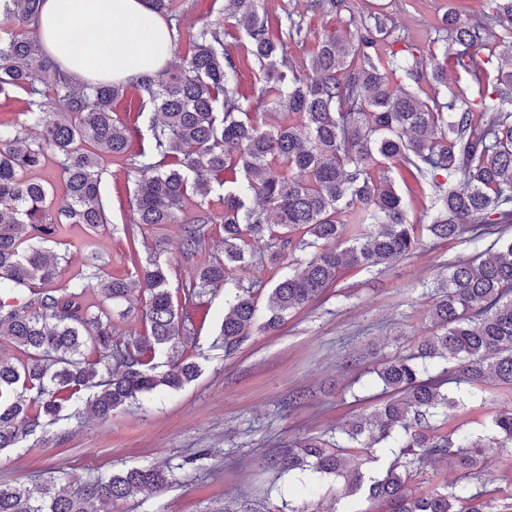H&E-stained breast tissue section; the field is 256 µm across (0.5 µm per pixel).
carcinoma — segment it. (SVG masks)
<instances>
[{"mask_svg":"<svg viewBox=\"0 0 512 512\" xmlns=\"http://www.w3.org/2000/svg\"><path fill=\"white\" fill-rule=\"evenodd\" d=\"M181 40L179 0H148ZM43 0H0V94L29 96L30 124L0 130V450L11 448L93 390L95 417L108 422L131 401L177 390L199 375L186 353L203 297L224 289L220 341L232 354L251 334L281 327L288 315L336 286L348 268L370 269L416 251L427 236L452 241L470 234L479 253L448 264L428 315L436 332L375 374L387 398L328 438H302L275 466L317 488L336 482V500L362 498L383 512H482L464 482L482 481L481 462L512 447V408L492 412L478 432L448 426L463 406L447 388L464 385L470 402L489 405L490 382L512 389V241L484 246L490 228L512 225V0H489L476 19L453 8L440 19L430 67L412 44L379 51L391 36L383 10L350 12V0H308V9L349 13L354 37H313L293 10L277 34L263 0H224L222 14L243 25L263 86L253 98L238 89L240 61L224 52V24L214 20L189 36L182 63L139 81L92 83L59 72L48 56L38 18ZM502 32L489 38L495 27ZM309 49L297 65L291 49ZM487 51L484 57L480 51ZM466 76L448 86V69ZM401 85H395L396 77ZM137 91L151 111L141 126L113 116V102ZM149 145L131 151L133 135ZM122 158L135 177L133 217L123 226L134 273L104 272L102 256L80 255L77 273L61 283L72 260L47 243L67 226L97 230L110 223L100 195L99 161ZM57 168L64 190L31 174ZM398 167L430 190L428 224H410L389 169ZM381 174L374 175L375 170ZM224 187V210L209 200ZM224 229V256L201 264L174 303L161 261L164 242L141 257L147 226L178 228L186 254L205 243L209 225ZM269 263L288 264L269 289L257 322L254 294L264 282H233L252 244ZM233 287H227L228 283ZM96 286L97 306L85 301ZM148 294L146 334L113 337L109 304L135 290ZM168 354L159 370L157 354ZM396 448L385 461L376 445ZM432 462L454 479L427 494L411 484ZM164 470L139 467L71 492L51 478L36 488L0 485V512H93L96 502L156 492Z\"/></svg>","mask_w":512,"mask_h":512,"instance_id":"obj_1","label":"carcinoma"}]
</instances>
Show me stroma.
<instances>
[{"label":"stroma","mask_w":512,"mask_h":512,"mask_svg":"<svg viewBox=\"0 0 512 512\" xmlns=\"http://www.w3.org/2000/svg\"><path fill=\"white\" fill-rule=\"evenodd\" d=\"M385 2L395 39L427 46L434 29L455 0H351L354 12ZM305 14L314 35L350 34L346 17L311 12L306 0H264L269 22L287 6ZM222 0H185L179 26L182 41L172 53L180 63L187 36L215 19ZM224 49L241 62L239 91L257 96L262 87L247 60L249 44L234 22L224 25ZM101 197L112 225L90 232L76 227L60 236L55 250L77 255L95 249L109 257L108 271L131 273L121 231L132 217L134 176L121 159L104 158ZM163 239V261L171 289L181 286L193 262L222 255L224 231L213 225L195 261H187L175 228H152L146 244ZM467 237L447 243L424 240L414 253L370 270L345 271L336 288L291 315L278 330L253 331L233 354L217 341L224 317V291L205 298L187 348L200 373L182 389L129 403L102 423L84 401L68 408L60 421L0 450V485L35 487L50 476L75 489L100 476L133 467L160 466L169 483L158 494H139L107 502L99 512H244L257 502L262 512H289L303 504L316 512H366L364 500L340 501L329 484L316 493L292 486L269 467L271 457L303 437H328L336 427L367 409L376 394L372 370L380 362L409 353L431 335L428 318L432 285L443 263L472 257ZM360 363L346 367L348 354ZM485 512H503L512 499V451L503 450L487 465Z\"/></svg>","instance_id":"1"}]
</instances>
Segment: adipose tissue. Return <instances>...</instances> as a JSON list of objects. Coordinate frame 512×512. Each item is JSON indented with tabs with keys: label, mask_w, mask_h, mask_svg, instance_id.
Listing matches in <instances>:
<instances>
[{
	"label": "adipose tissue",
	"mask_w": 512,
	"mask_h": 512,
	"mask_svg": "<svg viewBox=\"0 0 512 512\" xmlns=\"http://www.w3.org/2000/svg\"><path fill=\"white\" fill-rule=\"evenodd\" d=\"M77 26L100 39L76 46ZM39 27L54 63L94 82L128 83L161 70L172 56L166 25L146 0H45Z\"/></svg>",
	"instance_id": "obj_1"
}]
</instances>
